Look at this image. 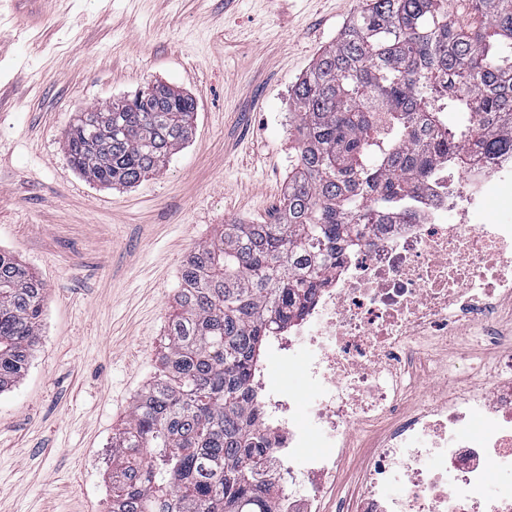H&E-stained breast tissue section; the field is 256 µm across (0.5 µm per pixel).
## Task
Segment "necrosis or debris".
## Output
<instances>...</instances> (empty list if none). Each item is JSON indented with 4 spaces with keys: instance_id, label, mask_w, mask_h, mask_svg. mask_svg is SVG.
Masks as SVG:
<instances>
[{
    "instance_id": "obj_1",
    "label": "necrosis or debris",
    "mask_w": 512,
    "mask_h": 512,
    "mask_svg": "<svg viewBox=\"0 0 512 512\" xmlns=\"http://www.w3.org/2000/svg\"><path fill=\"white\" fill-rule=\"evenodd\" d=\"M504 166L440 171L415 219L371 229L337 261L258 367L251 409L269 448L257 470L278 490L274 512H512V209L469 216L476 198L512 197ZM283 368L299 386L276 381ZM395 483L402 496L387 494Z\"/></svg>"
}]
</instances>
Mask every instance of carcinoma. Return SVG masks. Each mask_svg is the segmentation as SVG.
Masks as SVG:
<instances>
[{
	"label": "carcinoma",
	"instance_id": "obj_1",
	"mask_svg": "<svg viewBox=\"0 0 512 512\" xmlns=\"http://www.w3.org/2000/svg\"><path fill=\"white\" fill-rule=\"evenodd\" d=\"M366 0L292 88L295 159L279 218L191 250L158 377L112 443V512H271L250 429L266 339L301 318L383 214L411 218L437 166L512 158V0ZM462 117L451 128L449 112ZM196 104L165 84L82 112L63 147L88 181L132 186L189 141ZM46 288L0 249V393L26 374Z\"/></svg>",
	"mask_w": 512,
	"mask_h": 512
}]
</instances>
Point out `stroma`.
Listing matches in <instances>:
<instances>
[{
  "label": "stroma",
  "mask_w": 512,
  "mask_h": 512,
  "mask_svg": "<svg viewBox=\"0 0 512 512\" xmlns=\"http://www.w3.org/2000/svg\"><path fill=\"white\" fill-rule=\"evenodd\" d=\"M363 0H0V248L44 283L24 379L0 393V512H110L112 439L159 368L188 253L278 209L289 93ZM162 82L189 142L130 188L63 148L80 112Z\"/></svg>",
  "instance_id": "stroma-1"
}]
</instances>
